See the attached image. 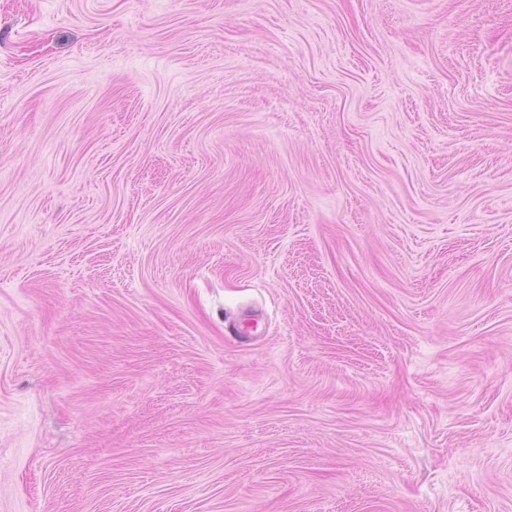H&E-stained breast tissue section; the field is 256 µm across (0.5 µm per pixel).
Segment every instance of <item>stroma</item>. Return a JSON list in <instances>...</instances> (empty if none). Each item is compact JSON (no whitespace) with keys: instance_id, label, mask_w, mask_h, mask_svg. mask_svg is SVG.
Returning a JSON list of instances; mask_svg holds the SVG:
<instances>
[{"instance_id":"obj_1","label":"stroma","mask_w":512,"mask_h":512,"mask_svg":"<svg viewBox=\"0 0 512 512\" xmlns=\"http://www.w3.org/2000/svg\"><path fill=\"white\" fill-rule=\"evenodd\" d=\"M0 512H512V0H0Z\"/></svg>"}]
</instances>
